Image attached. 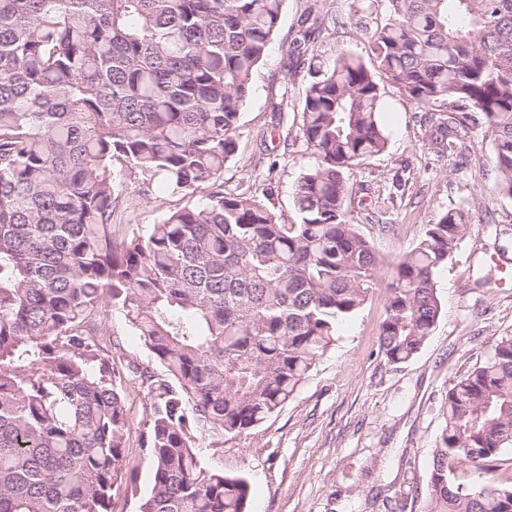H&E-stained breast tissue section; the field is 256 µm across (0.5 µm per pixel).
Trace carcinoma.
<instances>
[{"mask_svg": "<svg viewBox=\"0 0 512 512\" xmlns=\"http://www.w3.org/2000/svg\"><path fill=\"white\" fill-rule=\"evenodd\" d=\"M368 59L309 62L296 135L314 158L288 224L212 191L145 235L112 224L116 163L173 193L215 183L285 0H0V512H111L134 481L131 418L101 313L119 309L162 367L128 365L149 400L140 512H246L242 475L206 463L286 404L338 325L385 291L379 351L412 359L442 313L435 278L473 223L458 207L382 259L353 223L345 173L382 152L377 77L431 113V148L481 122L512 197V0H386ZM295 39L322 30L310 9ZM422 512H512L493 476L512 448V336L441 400ZM482 480L466 486L455 465Z\"/></svg>", "mask_w": 512, "mask_h": 512, "instance_id": "cac0c4a2", "label": "carcinoma"}]
</instances>
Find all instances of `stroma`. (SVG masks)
Masks as SVG:
<instances>
[{
    "mask_svg": "<svg viewBox=\"0 0 512 512\" xmlns=\"http://www.w3.org/2000/svg\"><path fill=\"white\" fill-rule=\"evenodd\" d=\"M312 7L326 29L307 53L327 64L341 49L365 55L367 31L386 14L385 0H285L241 109L237 152L219 179L224 192H250L291 223L295 185L312 163L301 141L286 136L298 127L309 79L306 69L294 67L293 42ZM383 93L386 148L347 173L351 216L386 260L381 277L448 209L485 203L489 211L439 270L442 314L415 358L391 365L382 357L385 294L376 289L339 326L335 346L295 397L266 423L220 448L198 436L206 462L249 480L247 512H391L403 499L421 501L442 429V396L499 337L512 336V198H487L497 172L484 126L471 129L466 156L439 155L425 144L424 108L393 86ZM206 195L203 188L173 194L124 170L115 182L112 221L123 233L141 234L165 212L200 204ZM106 329L125 360L151 362L120 310L109 309ZM124 389L132 418L126 466L136 482L113 495L111 512H139L152 485L141 446L149 405L137 384L125 382Z\"/></svg>",
    "mask_w": 512,
    "mask_h": 512,
    "instance_id": "1",
    "label": "stroma"
}]
</instances>
